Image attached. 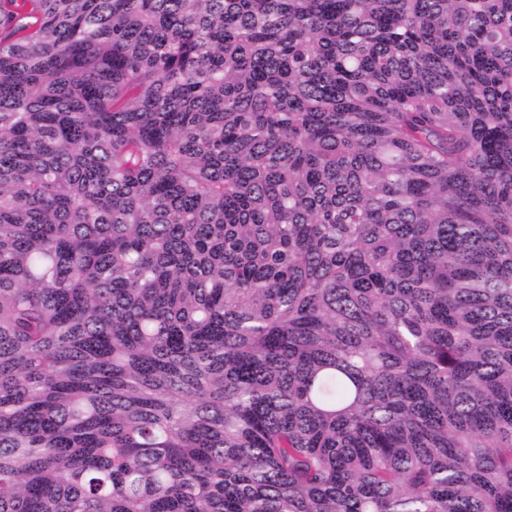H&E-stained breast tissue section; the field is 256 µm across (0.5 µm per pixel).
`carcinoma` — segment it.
I'll return each instance as SVG.
<instances>
[{"label": "carcinoma", "instance_id": "obj_1", "mask_svg": "<svg viewBox=\"0 0 512 512\" xmlns=\"http://www.w3.org/2000/svg\"><path fill=\"white\" fill-rule=\"evenodd\" d=\"M0 512H512V0H0Z\"/></svg>", "mask_w": 512, "mask_h": 512}]
</instances>
